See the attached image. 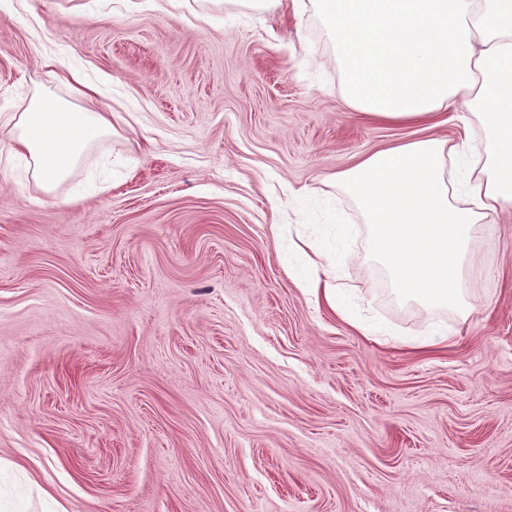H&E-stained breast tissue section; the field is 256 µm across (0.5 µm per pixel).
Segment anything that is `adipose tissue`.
<instances>
[{"mask_svg":"<svg viewBox=\"0 0 512 512\" xmlns=\"http://www.w3.org/2000/svg\"><path fill=\"white\" fill-rule=\"evenodd\" d=\"M266 12L313 9L331 40L344 100L377 121L424 129L425 137L377 151L336 180L373 228L372 253L398 294L465 316L477 304L465 260L478 225L512 206V0H244ZM80 103L43 95L0 128V157L21 156L32 180L53 192L113 126L91 93L60 75ZM456 117L458 138L433 136ZM486 134L474 152L465 200L448 163Z\"/></svg>","mask_w":512,"mask_h":512,"instance_id":"1","label":"adipose tissue"}]
</instances>
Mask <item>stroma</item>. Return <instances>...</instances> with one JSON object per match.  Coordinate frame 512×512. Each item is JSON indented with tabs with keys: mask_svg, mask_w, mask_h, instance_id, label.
Returning a JSON list of instances; mask_svg holds the SVG:
<instances>
[{
	"mask_svg": "<svg viewBox=\"0 0 512 512\" xmlns=\"http://www.w3.org/2000/svg\"><path fill=\"white\" fill-rule=\"evenodd\" d=\"M331 55L241 0H0V119L72 68L114 127L50 197L0 161V512H512V208L467 318L399 297L332 177L417 132ZM308 288L317 302L321 298L324 299L332 308L338 310L344 316L340 300L345 290H347L346 285L338 282L333 283L329 279L324 281L322 285L321 279L317 276L309 283Z\"/></svg>",
	"mask_w": 512,
	"mask_h": 512,
	"instance_id": "obj_1",
	"label": "stroma"
}]
</instances>
